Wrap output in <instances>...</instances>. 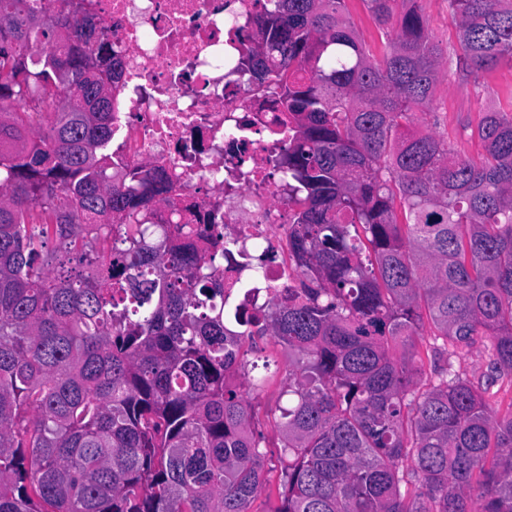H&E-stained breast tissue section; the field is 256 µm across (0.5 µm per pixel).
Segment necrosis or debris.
Instances as JSON below:
<instances>
[{
	"label": "necrosis or debris",
	"instance_id": "necrosis-or-debris-1",
	"mask_svg": "<svg viewBox=\"0 0 512 512\" xmlns=\"http://www.w3.org/2000/svg\"><path fill=\"white\" fill-rule=\"evenodd\" d=\"M123 63L112 89V161L176 187L161 224H220L239 249L229 277L249 283V309L270 287L294 286V264L256 268L252 249L287 246L295 206L273 159L292 124L273 87L249 83L240 62L265 0H79Z\"/></svg>",
	"mask_w": 512,
	"mask_h": 512
}]
</instances>
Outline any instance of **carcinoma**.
<instances>
[{
  "mask_svg": "<svg viewBox=\"0 0 512 512\" xmlns=\"http://www.w3.org/2000/svg\"><path fill=\"white\" fill-rule=\"evenodd\" d=\"M0 0V512H250L264 483L244 347L296 356L274 512H512V112L472 158L428 115L441 53L419 0H268L242 59L294 125L297 285L224 287L237 247L152 224L173 185L112 179L121 58L72 0ZM457 64L512 62V0H448ZM128 231L112 236L113 221ZM433 328L430 377L418 341ZM486 340L475 384L452 358ZM346 5V16L348 20L363 37L370 50L374 54L379 55L384 37L376 27L363 3L361 0H348L346 1Z\"/></svg>",
  "mask_w": 512,
  "mask_h": 512,
  "instance_id": "1",
  "label": "carcinoma"
}]
</instances>
